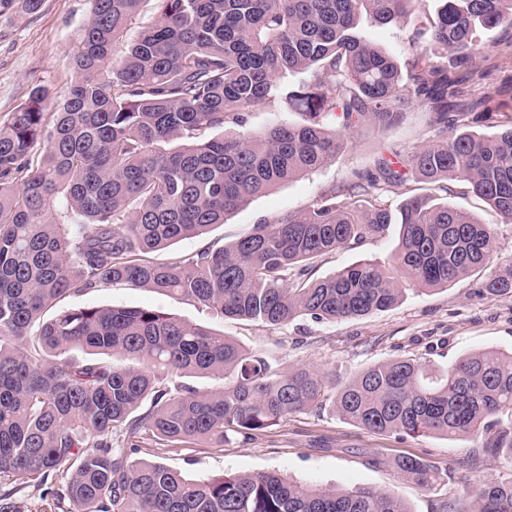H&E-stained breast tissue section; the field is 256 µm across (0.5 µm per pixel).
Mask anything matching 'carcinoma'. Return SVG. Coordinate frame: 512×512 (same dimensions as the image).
<instances>
[{
  "instance_id": "obj_1",
  "label": "carcinoma",
  "mask_w": 512,
  "mask_h": 512,
  "mask_svg": "<svg viewBox=\"0 0 512 512\" xmlns=\"http://www.w3.org/2000/svg\"><path fill=\"white\" fill-rule=\"evenodd\" d=\"M75 82L34 84L0 122V474L67 478L71 512H411L394 492L299 484L278 473L185 476L115 450L243 442L298 413L329 409L379 435L487 436L483 451L512 464V352L460 357L432 370L413 358L379 362L342 381L307 366L281 371L224 333L153 309L61 307L71 293L121 284L195 302L222 317L284 326L383 312L403 297L485 270L498 253L492 226L413 194L408 177L448 192L460 184L512 223V116L495 132L470 116L498 90L469 100L468 65L480 34L512 28V0H438L405 62L370 42L368 20L397 24L414 0H155V21L125 54L114 41L143 0H88ZM42 0H0L19 17ZM429 110L421 144L375 160L298 214L255 226L185 261L144 255L199 236L249 199L315 172L343 152L363 121L398 123ZM297 112L262 131L257 107ZM339 112V127L326 117ZM220 137H208L214 130ZM46 151L32 163L31 149ZM386 184L394 209L360 197ZM399 226L384 262L361 260L317 280L306 262ZM512 296V268L487 276ZM222 381L200 392L184 382ZM393 468L425 490L437 467L399 456ZM441 512H512V473Z\"/></svg>"
}]
</instances>
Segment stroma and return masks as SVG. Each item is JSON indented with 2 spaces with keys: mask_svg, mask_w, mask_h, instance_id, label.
I'll list each match as a JSON object with an SVG mask.
<instances>
[{
  "mask_svg": "<svg viewBox=\"0 0 512 512\" xmlns=\"http://www.w3.org/2000/svg\"><path fill=\"white\" fill-rule=\"evenodd\" d=\"M434 16L425 0H415L410 21L404 25H364L365 36L398 58L413 49L416 30L428 27ZM90 18L88 0H43L40 11L19 18L0 15V117H8L23 103L38 81L64 91L76 74L70 62L76 52L75 36ZM479 82L466 89L475 98L486 88L497 96L488 104L490 119L477 122L487 131L491 118L512 113V56L489 52L477 59ZM427 110L420 105L406 110L399 123L381 129L364 122L351 143L328 165L253 197L230 214L224 224L208 233L176 241L160 251L163 259L188 258L214 243L229 244L253 231L256 224L304 209L329 187L352 172L371 169L375 159L392 151L417 146L427 130ZM449 205L496 227L498 268L512 265V223H503L483 200L458 192ZM397 242L396 229L315 259L313 278L327 277L362 259L385 260ZM485 273L461 278L448 287L424 293L407 289L401 301L384 312L336 322L297 319L285 326H269L223 318L197 304L159 291L125 286L103 288L67 298L70 307L115 306L150 308L224 332L225 336L281 367L307 365L337 370L343 375L375 363L410 357L446 368L468 353L512 350V296H493L483 288ZM483 438L446 440L379 435L347 423L331 411L288 416L253 441H234L221 448L192 445L185 448L146 447L138 459L165 464L190 476L247 474L279 471L293 479L340 488L368 486L394 491L412 512H439L448 493L465 494L480 481L512 471V465L482 450ZM412 455L437 466L444 475L440 487L423 490L398 478L391 466L395 457ZM64 475L46 484L15 482L0 475V491L10 493V512H70Z\"/></svg>",
  "mask_w": 512,
  "mask_h": 512,
  "instance_id": "obj_1",
  "label": "stroma"
}]
</instances>
